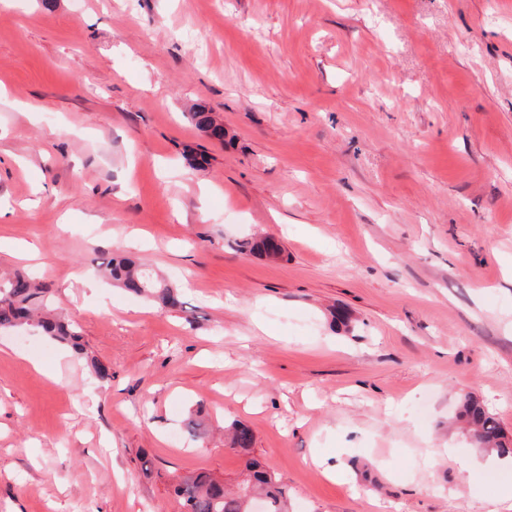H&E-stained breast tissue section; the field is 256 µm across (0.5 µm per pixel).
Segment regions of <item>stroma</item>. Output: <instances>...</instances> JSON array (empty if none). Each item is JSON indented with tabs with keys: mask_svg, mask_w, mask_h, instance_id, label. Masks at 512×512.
Here are the masks:
<instances>
[{
	"mask_svg": "<svg viewBox=\"0 0 512 512\" xmlns=\"http://www.w3.org/2000/svg\"><path fill=\"white\" fill-rule=\"evenodd\" d=\"M0 88V274L86 343L0 332V512H183L235 421L290 512L512 493V0H0ZM134 231L182 308L97 278ZM192 121L204 136L212 139L215 137L219 142L224 140V128L216 123L210 112H193ZM240 251H257L274 260L279 259L280 255L283 253L281 246L273 238L270 237H263L254 240H243L240 244ZM460 420L472 442L480 448L494 451L487 457V465L497 469L512 470V448L504 440L503 432L495 418L474 397L465 395L461 400ZM506 453L499 455L497 452Z\"/></svg>",
	"mask_w": 512,
	"mask_h": 512,
	"instance_id": "35a3bbf8",
	"label": "stroma"
}]
</instances>
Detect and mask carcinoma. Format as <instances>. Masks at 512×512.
<instances>
[{
    "mask_svg": "<svg viewBox=\"0 0 512 512\" xmlns=\"http://www.w3.org/2000/svg\"><path fill=\"white\" fill-rule=\"evenodd\" d=\"M192 121L208 138L224 141V128L216 123L209 112L192 113ZM240 251H257L270 259H278L283 253L281 246L270 237L244 240ZM108 273L112 282L164 306L179 305L177 288L169 284L157 271L130 257L112 256L97 262ZM30 327L42 332L56 342L71 347L76 353H84L77 327L54 313L49 290L31 277L17 273L0 281V330ZM460 420L472 442L480 448L500 453L512 448L504 440L503 432L495 418L474 397L461 400ZM231 446L248 455L244 478L237 490L229 491L224 484L208 473L199 472L178 482L174 492L182 501L185 512H253L254 497H262L264 512H288V494L265 469L259 459L250 456L254 436L249 427L233 424Z\"/></svg>",
    "mask_w": 512,
    "mask_h": 512,
    "instance_id": "obj_1",
    "label": "carcinoma"
}]
</instances>
